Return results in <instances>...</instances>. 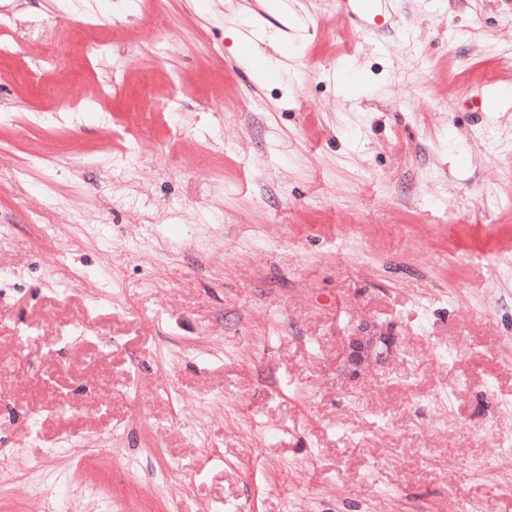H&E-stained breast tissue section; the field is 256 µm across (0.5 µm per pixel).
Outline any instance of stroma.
<instances>
[{"label": "stroma", "mask_w": 512, "mask_h": 512, "mask_svg": "<svg viewBox=\"0 0 512 512\" xmlns=\"http://www.w3.org/2000/svg\"><path fill=\"white\" fill-rule=\"evenodd\" d=\"M101 6L0 0V512H512V0ZM93 30V25L72 28L70 41L62 47L63 54L87 61L89 55L94 54L102 46V42L89 38V33Z\"/></svg>", "instance_id": "obj_1"}]
</instances>
